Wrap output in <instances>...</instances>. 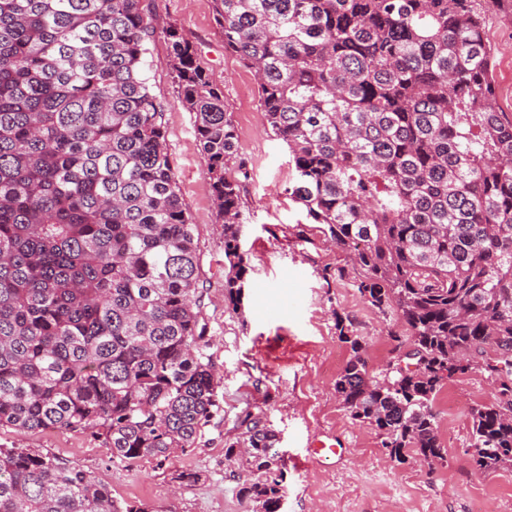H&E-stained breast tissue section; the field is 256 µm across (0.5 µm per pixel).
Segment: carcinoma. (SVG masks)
Wrapping results in <instances>:
<instances>
[{"label": "carcinoma", "mask_w": 512, "mask_h": 512, "mask_svg": "<svg viewBox=\"0 0 512 512\" xmlns=\"http://www.w3.org/2000/svg\"><path fill=\"white\" fill-rule=\"evenodd\" d=\"M224 48L255 72L288 146L291 199L353 261L356 287L411 337L377 376L350 358L336 397L390 458L444 459L433 411L478 368L477 469L512 466V116L501 111L476 0H213ZM143 0H0V427L91 431L112 456L163 462L220 408L200 323L195 225L143 78ZM223 224L225 297L248 263L237 133L224 87L166 30ZM224 440L256 512L286 472L258 415ZM0 512H148L26 448H0Z\"/></svg>", "instance_id": "1"}]
</instances>
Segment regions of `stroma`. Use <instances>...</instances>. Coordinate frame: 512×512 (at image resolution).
<instances>
[{
	"mask_svg": "<svg viewBox=\"0 0 512 512\" xmlns=\"http://www.w3.org/2000/svg\"><path fill=\"white\" fill-rule=\"evenodd\" d=\"M154 26L144 75L164 108L167 146L196 226L203 290L202 318L209 353L221 378L220 410L196 448L165 464L145 457L129 464L91 432L0 429V446L29 448L79 468L119 502L149 512H253L239 489L249 471L224 458V441L236 437L245 414H261L277 436L287 472L280 512H512V467L478 470L468 452L470 409L491 400L493 385L479 370L447 383L454 408L435 400L445 462L390 460L370 426L351 420L334 391L349 351L339 341L337 316L348 317L365 346L371 373L392 358L394 337L407 331L394 310L371 307L355 286L349 257L324 241L288 196V148L260 109L252 70L224 47L212 0H144ZM179 31L197 48L203 65L222 83L238 135L245 213L242 247L250 271L239 310L224 300L228 264L195 117L180 103L165 31ZM501 111L512 114V18L485 17ZM344 276H337V269ZM341 439L342 459L307 458L313 440ZM196 473L186 484L179 476Z\"/></svg>",
	"mask_w": 512,
	"mask_h": 512,
	"instance_id": "obj_1",
	"label": "stroma"
}]
</instances>
